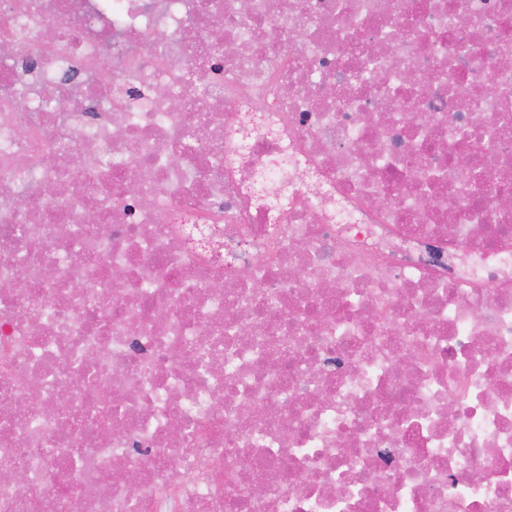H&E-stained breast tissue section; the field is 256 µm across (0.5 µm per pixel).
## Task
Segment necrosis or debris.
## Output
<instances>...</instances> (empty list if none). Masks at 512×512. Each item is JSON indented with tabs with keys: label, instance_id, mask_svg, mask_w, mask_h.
<instances>
[{
	"label": "necrosis or debris",
	"instance_id": "obj_1",
	"mask_svg": "<svg viewBox=\"0 0 512 512\" xmlns=\"http://www.w3.org/2000/svg\"><path fill=\"white\" fill-rule=\"evenodd\" d=\"M507 197L512 0H0V512H512Z\"/></svg>",
	"mask_w": 512,
	"mask_h": 512
}]
</instances>
